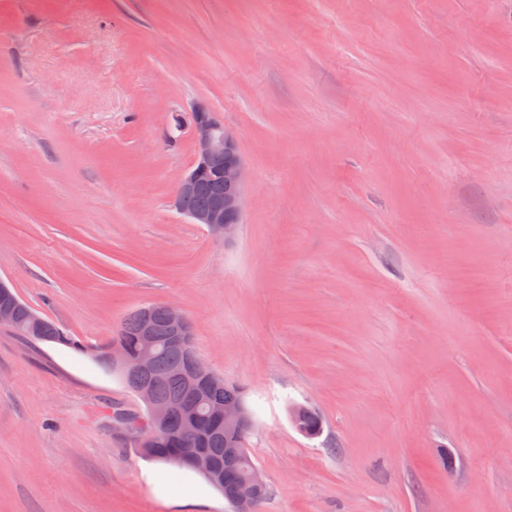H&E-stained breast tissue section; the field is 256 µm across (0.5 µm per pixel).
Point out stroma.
Segmentation results:
<instances>
[{"label": "stroma", "instance_id": "35a3bbf8", "mask_svg": "<svg viewBox=\"0 0 512 512\" xmlns=\"http://www.w3.org/2000/svg\"><path fill=\"white\" fill-rule=\"evenodd\" d=\"M198 104L247 169L228 244L172 207ZM0 277L95 346L177 305L261 512H512V0H0ZM116 410L0 325V512H232Z\"/></svg>", "mask_w": 512, "mask_h": 512}]
</instances>
